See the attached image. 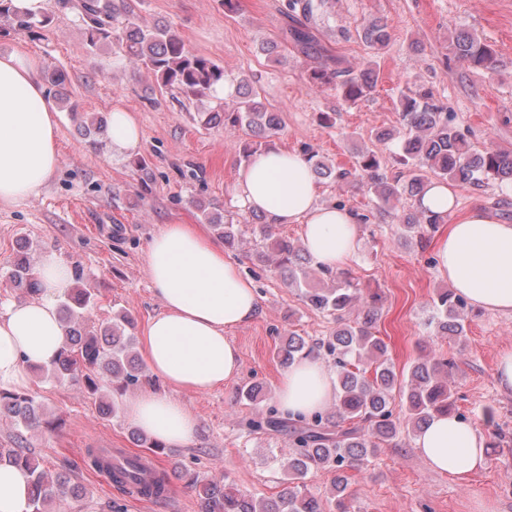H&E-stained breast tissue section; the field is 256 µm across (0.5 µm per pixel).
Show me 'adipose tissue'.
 Instances as JSON below:
<instances>
[{
    "mask_svg": "<svg viewBox=\"0 0 512 512\" xmlns=\"http://www.w3.org/2000/svg\"><path fill=\"white\" fill-rule=\"evenodd\" d=\"M38 59L0 55V204L39 197L58 169L55 106L38 78ZM456 186L433 181L418 196L419 209L452 217L435 245L439 274L474 307L512 315V224L481 207L458 210ZM235 203L271 224H297L317 268L344 269L360 247L359 218L348 207L321 202L309 163L284 149H269L240 167ZM145 264L161 310L148 321L142 354L161 389L145 388L125 404V417L167 447L189 446L196 416L172 398L175 390L208 393L235 379L241 368L228 332L251 321L258 294L224 249L189 224H168L151 239ZM36 297L0 304V390L25 389L32 367L50 365L65 331L58 303L74 282L58 252L45 251L36 267ZM336 371L307 357L283 373L276 406L312 417L334 404ZM427 466L467 478L486 465L485 438L471 421L433 416L415 438ZM30 477L0 463V512H29Z\"/></svg>",
    "mask_w": 512,
    "mask_h": 512,
    "instance_id": "ef3b65f1",
    "label": "adipose tissue"
}]
</instances>
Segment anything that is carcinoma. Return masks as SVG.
Listing matches in <instances>:
<instances>
[{
    "mask_svg": "<svg viewBox=\"0 0 512 512\" xmlns=\"http://www.w3.org/2000/svg\"><path fill=\"white\" fill-rule=\"evenodd\" d=\"M12 0H0V21L18 30H28L47 15L37 18L17 11ZM328 0H284L282 13L288 20L285 39L309 57L320 60L310 70L311 82L319 87L331 86L346 101L357 103L368 99L379 81V73L368 63L362 67H340L341 61L327 57L324 48L309 27V21ZM61 8L77 9L86 31V46L94 48L113 35H118L119 49L133 65L157 81L160 91L171 92L198 101L208 96L213 86L226 80L224 69L209 58L191 53L182 38L167 25L145 24L136 12L134 0H56ZM362 42L380 52L391 40L387 21H366L359 33ZM448 50L474 69L495 67L496 55L484 41L467 31L451 38ZM405 133L398 137L389 130L375 133V139L386 142L399 138V153L394 162L406 170L404 180L391 181L384 172L382 158L368 148H357L350 168L335 167L310 152L315 178L337 184H352L388 205L406 193L418 197L429 183V177L448 179L465 187L494 181L512 187V151L495 147L482 150L472 147L448 122V113L434 102L433 93L419 89L400 96ZM206 125L224 124V129H244L246 139L239 145L240 157L250 162L282 128L279 113L269 109L250 83L235 84L232 106L200 112ZM85 136L92 148L107 135V121L95 114L82 121ZM224 237L227 249L239 243V225L234 218H209ZM439 219L418 208L400 216L403 238L423 240L425 233L436 228ZM263 240L271 241L260 253L262 262L276 273L289 288H300L306 282L307 269L313 267L305 248L286 236L273 237L272 225L260 226ZM334 282L329 288L308 287L303 298L312 310L336 320V330L308 345L301 336L292 335L284 349L283 363L319 351L336 369V402L331 411L319 412L309 419H293L269 409V415L250 422L256 430L268 429L288 437L293 453L288 457V487L274 498L256 497L230 484L206 483L199 491L201 512H323L321 501L306 489L308 476L322 468L336 472L333 496L337 512H348L349 497L346 472L359 469L374 457L379 448L390 445L405 425L419 432L435 415L466 416L456 407L448 383L453 363L441 355L428 354L416 362L405 377L387 356L384 341L377 336L381 295L361 288L352 272L323 273ZM10 282L14 287L34 294L39 282L28 255L17 256L12 265ZM88 288H74L61 301L60 312L66 328L63 348L46 372L55 379H77L84 391L96 394L109 384L118 389L136 386L146 379L145 368L132 354L134 337L125 335L135 328L134 319L118 315L112 325L85 331L76 327L80 311L93 301ZM466 300L448 289L440 290L434 299L438 329L448 336L465 333ZM406 406L404 417L395 414V405ZM0 416L10 418L17 430L14 447L0 448V461L25 468L31 476L30 512H45V504L55 494L81 497L83 489L67 476L48 478L39 462L26 451V433L42 426L51 429L58 424L44 417L39 404L25 390L0 391ZM87 464L93 469H106L111 483L119 489L136 485L140 493L155 500L163 499L170 476L157 473L152 479L140 477L138 457L112 456L106 448L87 453Z\"/></svg>",
    "mask_w": 512,
    "mask_h": 512,
    "instance_id": "1",
    "label": "carcinoma"
}]
</instances>
